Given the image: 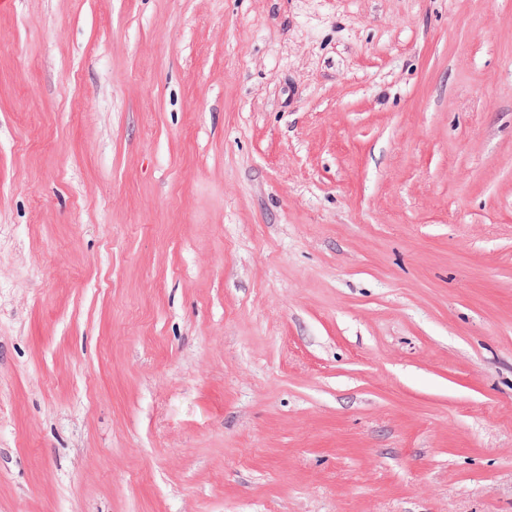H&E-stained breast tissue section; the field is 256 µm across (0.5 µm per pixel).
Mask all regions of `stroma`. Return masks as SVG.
<instances>
[{
    "label": "stroma",
    "instance_id": "obj_1",
    "mask_svg": "<svg viewBox=\"0 0 512 512\" xmlns=\"http://www.w3.org/2000/svg\"><path fill=\"white\" fill-rule=\"evenodd\" d=\"M0 512H512V0H6Z\"/></svg>",
    "mask_w": 512,
    "mask_h": 512
}]
</instances>
